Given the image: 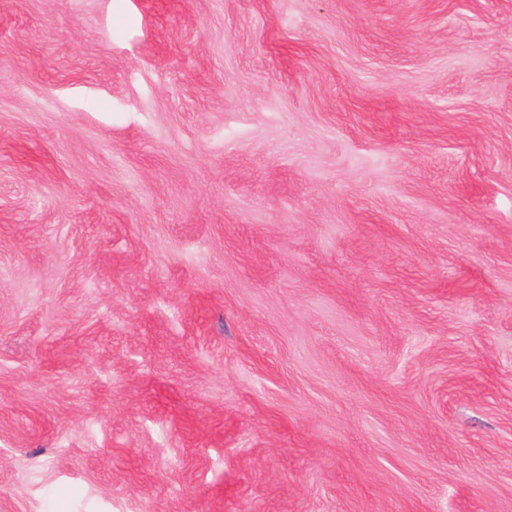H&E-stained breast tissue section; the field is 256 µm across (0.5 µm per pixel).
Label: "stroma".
I'll use <instances>...</instances> for the list:
<instances>
[{
    "label": "stroma",
    "instance_id": "obj_1",
    "mask_svg": "<svg viewBox=\"0 0 512 512\" xmlns=\"http://www.w3.org/2000/svg\"><path fill=\"white\" fill-rule=\"evenodd\" d=\"M0 512H512V0H0Z\"/></svg>",
    "mask_w": 512,
    "mask_h": 512
}]
</instances>
